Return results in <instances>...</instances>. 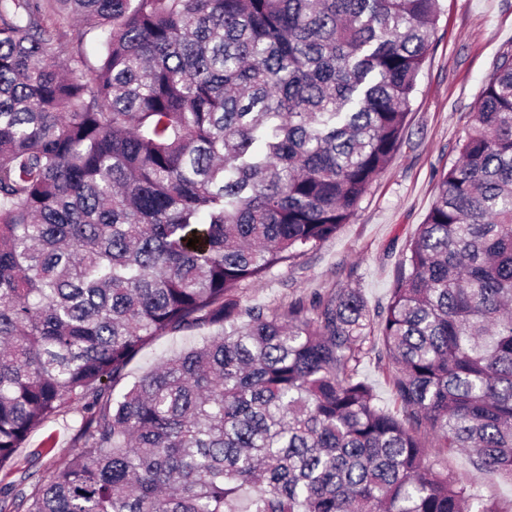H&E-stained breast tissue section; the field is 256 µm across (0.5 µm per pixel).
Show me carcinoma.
<instances>
[{"label": "carcinoma", "mask_w": 512, "mask_h": 512, "mask_svg": "<svg viewBox=\"0 0 512 512\" xmlns=\"http://www.w3.org/2000/svg\"><path fill=\"white\" fill-rule=\"evenodd\" d=\"M438 15L0 0V470L83 410L68 465L1 486L0 512H501L477 485L512 480V47L379 319L355 288L239 295L354 217L403 141ZM211 327L116 392L152 341ZM374 352L391 408L360 377ZM458 450L473 472H448Z\"/></svg>", "instance_id": "carcinoma-1"}]
</instances>
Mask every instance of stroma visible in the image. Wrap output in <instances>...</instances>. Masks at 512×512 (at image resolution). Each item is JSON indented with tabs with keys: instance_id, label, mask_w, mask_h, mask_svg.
Here are the masks:
<instances>
[{
	"instance_id": "1",
	"label": "stroma",
	"mask_w": 512,
	"mask_h": 512,
	"mask_svg": "<svg viewBox=\"0 0 512 512\" xmlns=\"http://www.w3.org/2000/svg\"><path fill=\"white\" fill-rule=\"evenodd\" d=\"M440 9L400 149L350 223L244 288V304L277 307L334 288L359 289L374 310L386 304L402 254L436 200L439 175L458 158L456 145L468 133V114L493 59L512 45V0H440ZM205 337L192 331L156 339L128 365V380ZM80 425L77 407L68 405L35 428L13 466L0 471V486L32 473L46 479L65 466Z\"/></svg>"
}]
</instances>
